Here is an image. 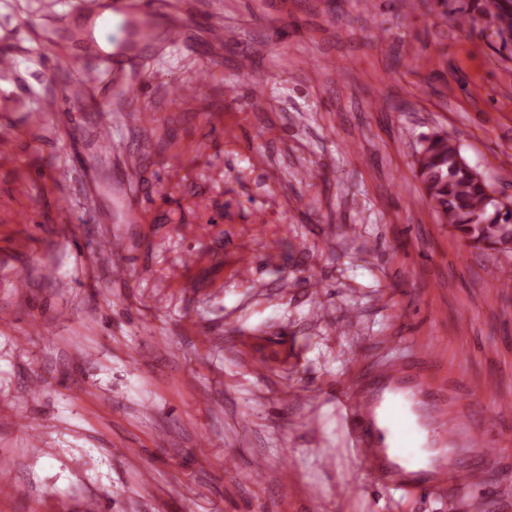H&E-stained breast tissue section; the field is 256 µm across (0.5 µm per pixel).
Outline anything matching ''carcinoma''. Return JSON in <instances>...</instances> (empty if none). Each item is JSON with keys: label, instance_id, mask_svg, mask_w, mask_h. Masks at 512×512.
Returning <instances> with one entry per match:
<instances>
[{"label": "carcinoma", "instance_id": "carcinoma-1", "mask_svg": "<svg viewBox=\"0 0 512 512\" xmlns=\"http://www.w3.org/2000/svg\"><path fill=\"white\" fill-rule=\"evenodd\" d=\"M479 19L499 37L512 33V0H483L480 18L463 16L459 22ZM421 141L417 175L450 229L478 248L512 241V205L492 202L489 183L464 161L458 142L437 132Z\"/></svg>", "mask_w": 512, "mask_h": 512}]
</instances>
